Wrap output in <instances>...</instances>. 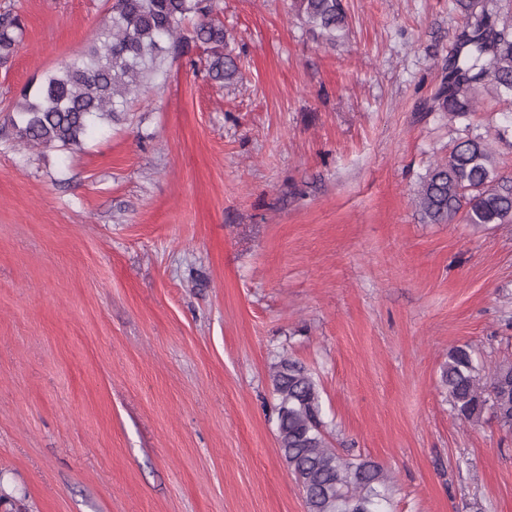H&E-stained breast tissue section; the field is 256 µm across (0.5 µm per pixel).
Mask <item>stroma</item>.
<instances>
[{"mask_svg":"<svg viewBox=\"0 0 512 512\" xmlns=\"http://www.w3.org/2000/svg\"><path fill=\"white\" fill-rule=\"evenodd\" d=\"M220 0L241 79L192 47L81 150L5 132L27 84L96 42L112 0H0V490L27 512H305L276 442L281 357L393 512H512V432L457 419L440 367L512 360V224H427L413 193L456 137L433 96L456 0ZM512 102L470 129L512 173ZM298 17L330 40L345 30V12L341 0H294ZM23 24L21 18L10 12L0 14V67L7 68L22 44Z\"/></svg>","mask_w":512,"mask_h":512,"instance_id":"35a3bbf8","label":"stroma"}]
</instances>
